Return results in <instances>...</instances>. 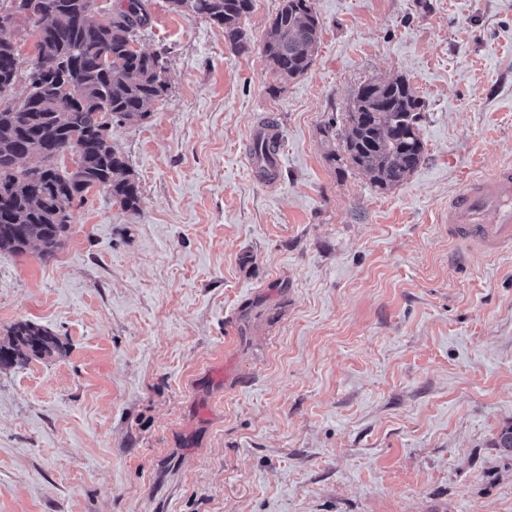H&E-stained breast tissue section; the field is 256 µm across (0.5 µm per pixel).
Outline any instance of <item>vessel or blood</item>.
I'll return each instance as SVG.
<instances>
[{
    "instance_id": "obj_1",
    "label": "vessel or blood",
    "mask_w": 512,
    "mask_h": 512,
    "mask_svg": "<svg viewBox=\"0 0 512 512\" xmlns=\"http://www.w3.org/2000/svg\"><path fill=\"white\" fill-rule=\"evenodd\" d=\"M448 236L467 248L512 251V164L465 184L448 201Z\"/></svg>"
}]
</instances>
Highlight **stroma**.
I'll use <instances>...</instances> for the list:
<instances>
[{
	"instance_id": "stroma-1",
	"label": "stroma",
	"mask_w": 512,
	"mask_h": 512,
	"mask_svg": "<svg viewBox=\"0 0 512 512\" xmlns=\"http://www.w3.org/2000/svg\"><path fill=\"white\" fill-rule=\"evenodd\" d=\"M168 61L112 128L141 210L90 189L64 246L0 254V512H512V253L448 239V200L512 162V0H313L292 80L200 15L147 0ZM403 77L424 159L377 189L328 142L358 87ZM285 149L275 183L251 147ZM10 336L8 346L0 344V367L27 359L29 355H51L60 351L56 337L32 322L16 324Z\"/></svg>"
}]
</instances>
